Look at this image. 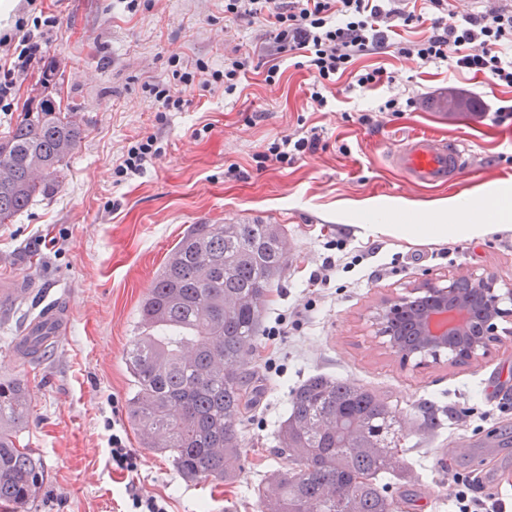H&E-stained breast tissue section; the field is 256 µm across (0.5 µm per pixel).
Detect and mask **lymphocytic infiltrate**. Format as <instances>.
Masks as SVG:
<instances>
[{
    "mask_svg": "<svg viewBox=\"0 0 512 512\" xmlns=\"http://www.w3.org/2000/svg\"><path fill=\"white\" fill-rule=\"evenodd\" d=\"M411 0H224L227 20L259 21L268 33V61L265 81H280L287 58H304L314 83L310 98L317 108L328 100L323 88L336 83L363 56L388 52L418 64L447 63L461 71L484 74L490 88L512 87V56L502 54L512 44V10L492 8L461 14L449 9L448 0H427L434 18L419 40L396 42V28L412 25L418 16ZM58 19L48 14L40 0H22L12 32L0 34V112L15 109L17 92L27 74L43 66L44 39ZM252 69L249 53L233 51L223 69L209 71L199 64L197 72H185L175 84L150 87L155 112L182 110L186 91L197 86L205 94L223 88L236 92L242 78ZM316 136L284 137L269 143L256 155L257 170L268 164H287L298 156L315 152ZM162 154L161 142L151 134L127 146L122 160L112 169L114 184L142 174Z\"/></svg>",
    "mask_w": 512,
    "mask_h": 512,
    "instance_id": "obj_1",
    "label": "lymphocytic infiltrate"
}]
</instances>
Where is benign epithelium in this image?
Listing matches in <instances>:
<instances>
[{"mask_svg":"<svg viewBox=\"0 0 512 512\" xmlns=\"http://www.w3.org/2000/svg\"><path fill=\"white\" fill-rule=\"evenodd\" d=\"M499 283L495 275H474L469 278L468 290L462 292L451 279L445 287L426 280L419 285V291L435 296L432 306L418 310L415 298L397 299L375 317L377 335L387 339L394 351H400L390 328L391 320L402 313H410L423 338V345L410 355L437 359L441 352L448 351L456 360L462 350L472 360L483 345V341L476 338L478 332L473 325L481 324L493 334L497 331V320L512 317V287L503 288Z\"/></svg>","mask_w":512,"mask_h":512,"instance_id":"7a95c632","label":"benign epithelium"}]
</instances>
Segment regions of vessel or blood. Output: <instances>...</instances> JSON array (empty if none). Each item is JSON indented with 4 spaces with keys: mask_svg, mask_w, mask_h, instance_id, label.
I'll list each match as a JSON object with an SVG mask.
<instances>
[{
    "mask_svg": "<svg viewBox=\"0 0 512 512\" xmlns=\"http://www.w3.org/2000/svg\"><path fill=\"white\" fill-rule=\"evenodd\" d=\"M391 167L405 185L428 192L452 184L469 168V159L454 141L430 131H417L388 154ZM70 305L59 296L45 301L37 318L24 330L33 339L59 342L70 322Z\"/></svg>",
    "mask_w": 512,
    "mask_h": 512,
    "instance_id": "b4317fda",
    "label": "vessel or blood"
}]
</instances>
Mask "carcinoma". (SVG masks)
Masks as SVG:
<instances>
[{"label":"carcinoma","mask_w":512,"mask_h":512,"mask_svg":"<svg viewBox=\"0 0 512 512\" xmlns=\"http://www.w3.org/2000/svg\"><path fill=\"white\" fill-rule=\"evenodd\" d=\"M83 134L76 113L54 97L8 127L0 137V224L58 185ZM287 264L281 225L201 221L186 227L140 302L126 354L129 421L142 447L170 458L188 481L231 483L243 471L246 367L269 290ZM28 408L24 388L1 380L0 504L12 512L33 501L45 478L15 440ZM396 423L375 391L308 377L277 433V452L292 466L258 490V512H395L380 480L399 469L404 434Z\"/></svg>","instance_id":"1"}]
</instances>
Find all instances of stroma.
<instances>
[{
    "mask_svg": "<svg viewBox=\"0 0 512 512\" xmlns=\"http://www.w3.org/2000/svg\"><path fill=\"white\" fill-rule=\"evenodd\" d=\"M60 19L47 35L46 62L85 136L61 182L11 223L0 224V277L24 281L27 295L0 316V380L26 384L30 407L17 442L32 450L45 480L29 512H124L125 476L109 462L108 439L120 424L138 457V492L166 498L169 512H255L259 485L288 460L275 448L290 393L322 373L383 396L403 420L402 465L411 478L385 476L397 512H455L457 478L496 492L512 512V322L466 363L403 361L377 337L371 317L384 300L425 280L497 275L512 283V232L428 245L368 235L374 212L393 224H416L432 199L477 196L483 189L512 200V88L489 89L480 74L443 63L412 65L369 55L356 69L381 68L375 87L344 75L325 88V109L309 97L308 67L287 66L267 85L261 67L262 23L229 22L224 0H57ZM253 53L254 73L235 94L193 98L157 121L148 85L204 61L224 66L234 45ZM492 104L439 111L449 86ZM392 96L411 99L385 113L377 129L359 124ZM428 128L470 156L456 183L423 194L405 187L387 152ZM161 139L162 156L143 175L116 186L112 167L140 134ZM316 134L315 153L257 170L255 155L293 134ZM236 165L242 177L228 180ZM261 218L285 229L288 265L269 292L262 332L246 378L242 418L245 470L232 484L189 482L170 460L141 447L127 414L132 393L125 357L136 334L138 304L187 225ZM336 260L328 284L310 280L324 258ZM66 295L69 332L38 363L15 358L12 345L46 293ZM288 326L269 335L280 317ZM438 428L419 427L424 413Z\"/></svg>",
    "mask_w": 512,
    "mask_h": 512,
    "instance_id": "stroma-1",
    "label": "stroma"
}]
</instances>
